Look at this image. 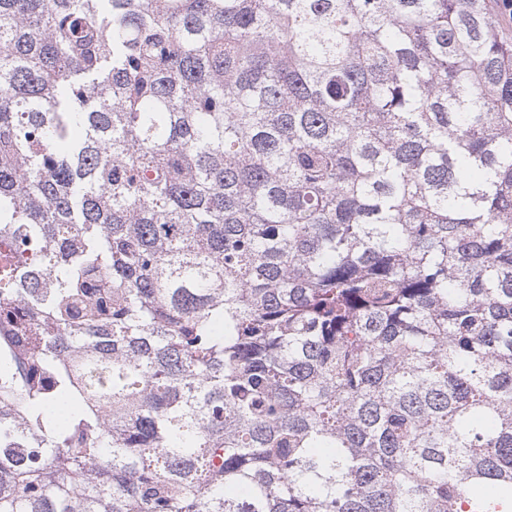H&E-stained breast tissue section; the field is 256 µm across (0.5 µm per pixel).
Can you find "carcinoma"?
<instances>
[{
    "instance_id": "obj_1",
    "label": "carcinoma",
    "mask_w": 512,
    "mask_h": 512,
    "mask_svg": "<svg viewBox=\"0 0 512 512\" xmlns=\"http://www.w3.org/2000/svg\"><path fill=\"white\" fill-rule=\"evenodd\" d=\"M0 512H512V41L486 0H0Z\"/></svg>"
}]
</instances>
